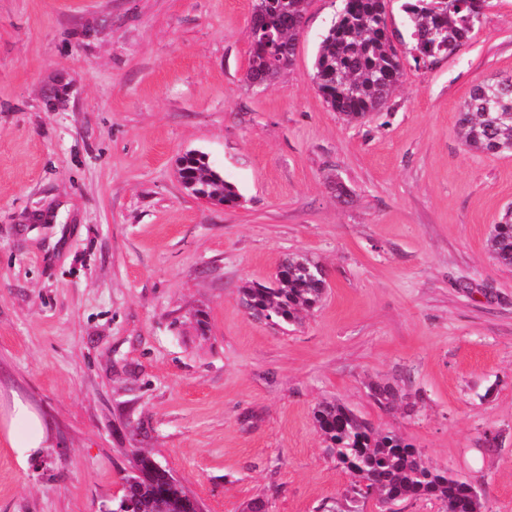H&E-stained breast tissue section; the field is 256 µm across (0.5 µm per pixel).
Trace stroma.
<instances>
[{"label":"stroma","instance_id":"obj_1","mask_svg":"<svg viewBox=\"0 0 512 512\" xmlns=\"http://www.w3.org/2000/svg\"><path fill=\"white\" fill-rule=\"evenodd\" d=\"M254 4L0 0V388L53 437L24 467L0 441V512H101L142 451L204 512H336L351 476L315 426L324 401L512 512V268L487 246L512 152L467 150L457 125L476 83L512 73V0L456 55L404 56L359 122L314 83L341 0H310L261 86ZM189 151L238 203L183 187ZM289 254L322 265V304L252 317L240 287Z\"/></svg>","mask_w":512,"mask_h":512}]
</instances>
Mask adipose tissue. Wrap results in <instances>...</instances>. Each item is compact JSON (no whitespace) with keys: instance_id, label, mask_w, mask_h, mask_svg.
Instances as JSON below:
<instances>
[{"instance_id":"obj_1","label":"adipose tissue","mask_w":512,"mask_h":512,"mask_svg":"<svg viewBox=\"0 0 512 512\" xmlns=\"http://www.w3.org/2000/svg\"><path fill=\"white\" fill-rule=\"evenodd\" d=\"M48 428L40 412L18 393L0 401V438L7 442L19 464H26L46 447Z\"/></svg>"}]
</instances>
